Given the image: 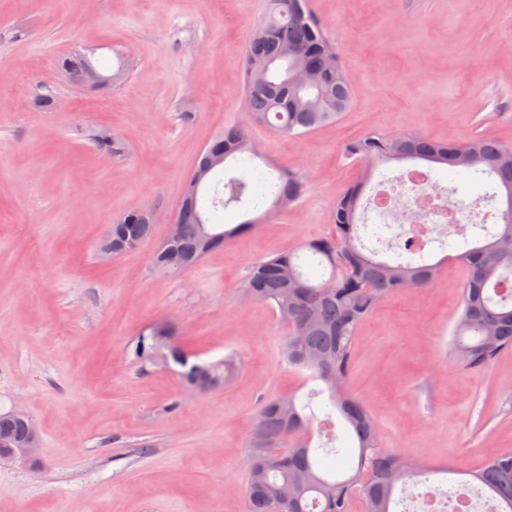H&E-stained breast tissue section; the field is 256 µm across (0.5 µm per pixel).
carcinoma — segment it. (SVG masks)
<instances>
[{"label":"carcinoma","mask_w":512,"mask_h":512,"mask_svg":"<svg viewBox=\"0 0 512 512\" xmlns=\"http://www.w3.org/2000/svg\"><path fill=\"white\" fill-rule=\"evenodd\" d=\"M245 121L224 128L201 152L186 177L179 198L171 241L157 247L156 269L182 273L231 238L253 231L261 219L246 220L226 229L211 224L200 205L204 186L229 159L258 152L248 126L266 125L291 138H303L336 122L351 100V89L335 44L323 23L310 11L308 0H266L262 19L243 50ZM316 70L313 86L299 87L289 80L283 62ZM60 70L76 86L85 88L89 68L96 66L94 48H76L58 60ZM77 136L91 140L97 150L114 158L125 145L105 126L76 128ZM344 155L363 165L368 176L391 161H422L462 169L494 179L504 190V208L498 210L497 230L484 243L463 252L469 267L462 289L459 316L453 326L452 358L470 368H482L502 352L512 350V148L481 135L437 142L422 133H370L345 143ZM271 210L299 202L307 178L291 169L277 171ZM365 185H349L336 201L332 230L303 246L325 274L315 277L300 253L287 249L254 261L242 284V296L272 309L288 329L282 358L289 367L308 371L324 388L303 399L295 393L267 399L260 407L249 439L247 512H350L359 500L363 512H391L396 496L424 475L425 465L409 464L382 446L375 421L365 405L347 388L355 339L360 326L391 297L429 287L440 275L442 262L424 263L415 254L395 261L377 258V251L361 240L359 202ZM254 193V177L232 176L214 187L213 203L226 208ZM154 234V215L133 208L110 225L98 248L108 246L112 257L134 251ZM176 330L166 321L144 328L132 341L139 370L161 366L176 370L183 383L207 392L234 378L238 358L228 353L205 362L175 341ZM328 394L316 416L313 400ZM338 413L357 444L356 461L344 474L321 465L310 440L296 441L313 422L333 425ZM31 421L0 413V442L17 445L32 434ZM496 503V512H512V453L486 459L472 473Z\"/></svg>","instance_id":"obj_1"}]
</instances>
